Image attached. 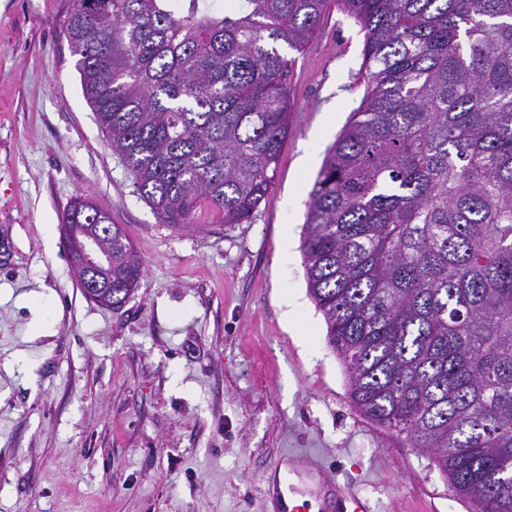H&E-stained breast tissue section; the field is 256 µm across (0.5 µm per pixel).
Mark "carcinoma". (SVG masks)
<instances>
[{
    "instance_id": "cac0c4a2",
    "label": "carcinoma",
    "mask_w": 512,
    "mask_h": 512,
    "mask_svg": "<svg viewBox=\"0 0 512 512\" xmlns=\"http://www.w3.org/2000/svg\"><path fill=\"white\" fill-rule=\"evenodd\" d=\"M364 34L359 106L311 191L307 287L353 405L425 450L475 512H512V0H75L83 94L141 198L191 227L241 224L268 193L287 77L326 14ZM110 216L77 197L70 259ZM112 306L139 288L102 240Z\"/></svg>"
}]
</instances>
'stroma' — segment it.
<instances>
[{
  "label": "stroma",
  "mask_w": 512,
  "mask_h": 512,
  "mask_svg": "<svg viewBox=\"0 0 512 512\" xmlns=\"http://www.w3.org/2000/svg\"><path fill=\"white\" fill-rule=\"evenodd\" d=\"M73 0H0V512H271L284 451L319 452L374 512H472L429 454L356 410L299 245L326 151L358 107L363 36L327 14L288 82L270 191L243 224L176 230L83 96ZM88 195L144 266L118 308L79 288L60 225ZM291 229V251L280 248ZM300 293L292 325L281 295Z\"/></svg>",
  "instance_id": "35a3bbf8"
}]
</instances>
